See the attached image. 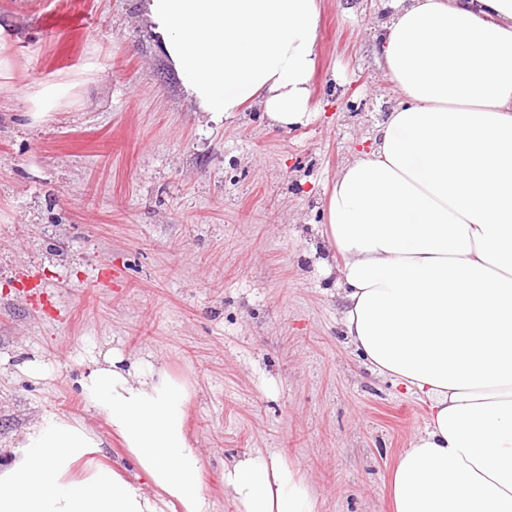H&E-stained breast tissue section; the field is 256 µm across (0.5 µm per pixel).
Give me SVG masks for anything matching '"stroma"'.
Masks as SVG:
<instances>
[{
	"instance_id": "35a3bbf8",
	"label": "stroma",
	"mask_w": 512,
	"mask_h": 512,
	"mask_svg": "<svg viewBox=\"0 0 512 512\" xmlns=\"http://www.w3.org/2000/svg\"><path fill=\"white\" fill-rule=\"evenodd\" d=\"M309 124L202 112L141 0H0V448L46 415L82 419L101 350L189 379L212 512L224 459L278 452L316 512H392L391 472L429 402L373 372L343 334V258L325 192L399 96L374 60L384 0H319ZM75 82L42 120L26 85ZM36 355L48 378L21 375Z\"/></svg>"
}]
</instances>
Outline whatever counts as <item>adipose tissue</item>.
Returning <instances> with one entry per match:
<instances>
[{"instance_id": "adipose-tissue-1", "label": "adipose tissue", "mask_w": 512, "mask_h": 512, "mask_svg": "<svg viewBox=\"0 0 512 512\" xmlns=\"http://www.w3.org/2000/svg\"><path fill=\"white\" fill-rule=\"evenodd\" d=\"M186 96L308 124L319 0H143ZM378 65L397 107L325 196L345 336L429 401L393 471L394 512H512V0H388ZM134 475L83 421L42 418L0 458V512H211L187 421L195 388L103 353L79 382ZM237 512H315L280 454L224 462Z\"/></svg>"}]
</instances>
